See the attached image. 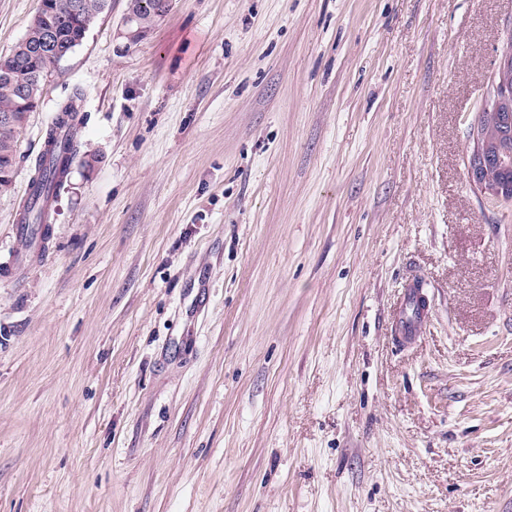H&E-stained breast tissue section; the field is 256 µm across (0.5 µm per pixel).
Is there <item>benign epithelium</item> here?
I'll return each instance as SVG.
<instances>
[{
    "label": "benign epithelium",
    "mask_w": 512,
    "mask_h": 512,
    "mask_svg": "<svg viewBox=\"0 0 512 512\" xmlns=\"http://www.w3.org/2000/svg\"><path fill=\"white\" fill-rule=\"evenodd\" d=\"M149 32L135 27V17L124 13L118 28V37L124 41V47L130 48L147 38ZM498 72L500 81L496 92L493 112L496 121L508 130L512 126V54L505 53L499 58ZM482 115L475 116L471 123L475 145L468 158V176L470 180L495 200L512 201V186L499 180L491 181L492 172L512 170V149L497 142L490 146L478 140V129Z\"/></svg>",
    "instance_id": "7a95c632"
}]
</instances>
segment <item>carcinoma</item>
<instances>
[{
  "mask_svg": "<svg viewBox=\"0 0 512 512\" xmlns=\"http://www.w3.org/2000/svg\"><path fill=\"white\" fill-rule=\"evenodd\" d=\"M108 8L109 0H50L48 11L30 22L24 37L10 54L23 62L30 72L43 68L46 58L37 53V46L43 31L53 27L56 30L57 60L61 61L82 43L86 32ZM160 9L161 0H127V10L136 14L143 27L148 29L157 25ZM18 90L16 81L4 75L0 68V113L15 110L20 102ZM81 103L82 94L76 91L58 106L47 126L44 150L35 162L34 174L18 218L22 233L34 245L47 238L51 204L79 153ZM22 130L21 125L0 126V166L16 165Z\"/></svg>",
  "mask_w": 512,
  "mask_h": 512,
  "instance_id": "cac0c4a2",
  "label": "carcinoma"
}]
</instances>
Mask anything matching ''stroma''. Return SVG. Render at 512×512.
<instances>
[{
  "label": "stroma",
  "mask_w": 512,
  "mask_h": 512,
  "mask_svg": "<svg viewBox=\"0 0 512 512\" xmlns=\"http://www.w3.org/2000/svg\"><path fill=\"white\" fill-rule=\"evenodd\" d=\"M126 5L0 194V512H512V201L466 168L512 0H173L124 50ZM38 8L0 0V54ZM81 103L82 94L76 90L58 106L47 126L44 150L35 162L34 174L18 218L22 233L35 246L47 238L51 204L79 153Z\"/></svg>",
  "instance_id": "1"
}]
</instances>
